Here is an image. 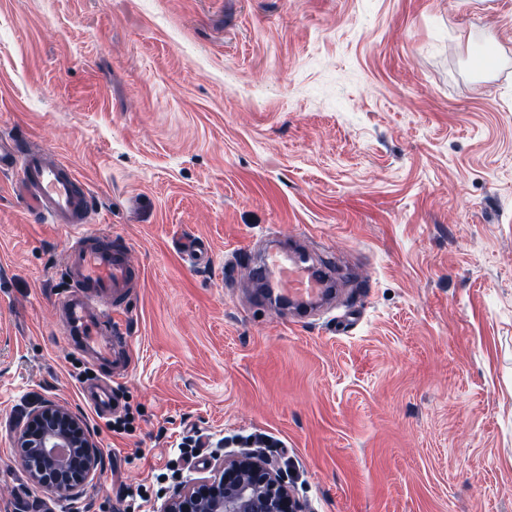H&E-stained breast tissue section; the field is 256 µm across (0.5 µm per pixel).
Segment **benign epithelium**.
<instances>
[{
  "label": "benign epithelium",
  "instance_id": "obj_1",
  "mask_svg": "<svg viewBox=\"0 0 512 512\" xmlns=\"http://www.w3.org/2000/svg\"><path fill=\"white\" fill-rule=\"evenodd\" d=\"M19 458L36 483L64 500L101 470L100 451L80 418L51 400L34 405L16 438ZM157 512H305L288 471L262 450L226 455L214 474L179 486Z\"/></svg>",
  "mask_w": 512,
  "mask_h": 512
}]
</instances>
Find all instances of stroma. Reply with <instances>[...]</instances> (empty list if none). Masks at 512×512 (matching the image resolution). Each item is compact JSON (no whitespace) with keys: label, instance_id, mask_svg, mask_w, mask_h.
I'll list each match as a JSON object with an SVG mask.
<instances>
[{"label":"stroma","instance_id":"obj_1","mask_svg":"<svg viewBox=\"0 0 512 512\" xmlns=\"http://www.w3.org/2000/svg\"><path fill=\"white\" fill-rule=\"evenodd\" d=\"M1 135L77 171L143 279L118 434L62 325L69 231L0 174V512H156L258 444L308 512H512V0H0ZM271 237L343 278L309 325L253 294ZM43 398L101 452L73 502L15 448Z\"/></svg>","mask_w":512,"mask_h":512}]
</instances>
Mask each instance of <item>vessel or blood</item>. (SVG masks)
<instances>
[{
  "label": "vessel or blood",
  "mask_w": 512,
  "mask_h": 512,
  "mask_svg": "<svg viewBox=\"0 0 512 512\" xmlns=\"http://www.w3.org/2000/svg\"><path fill=\"white\" fill-rule=\"evenodd\" d=\"M10 172L17 175L12 190L31 214L71 229L66 268L70 296L64 303L69 335L90 346L99 362H111L113 381L123 379L133 345L119 318L141 281L125 243L107 230L87 231L88 192L70 166L48 159L43 151L20 148L14 138L0 137V173ZM255 277L286 304L305 312L321 305L333 284L329 269H315L295 253L277 248L257 264ZM83 397L101 414L114 405L111 384L84 390Z\"/></svg>",
  "instance_id": "obj_1"
}]
</instances>
